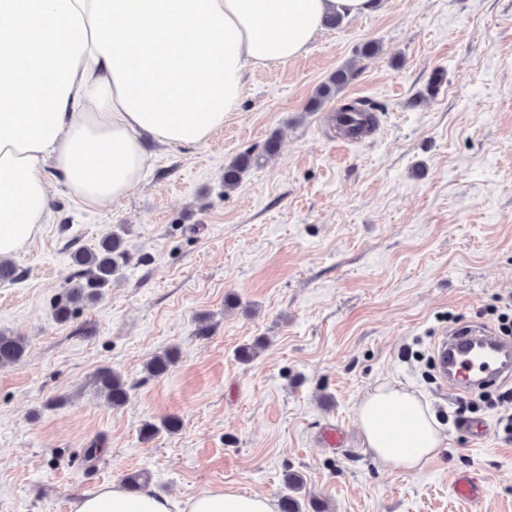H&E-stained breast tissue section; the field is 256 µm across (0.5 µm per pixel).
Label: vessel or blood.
Instances as JSON below:
<instances>
[{"mask_svg":"<svg viewBox=\"0 0 512 512\" xmlns=\"http://www.w3.org/2000/svg\"><path fill=\"white\" fill-rule=\"evenodd\" d=\"M435 360L441 381L464 397L512 379V338L463 322L438 338Z\"/></svg>","mask_w":512,"mask_h":512,"instance_id":"b4317fda","label":"vessel or blood"}]
</instances>
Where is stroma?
I'll return each mask as SVG.
<instances>
[{
    "label": "stroma",
    "mask_w": 512,
    "mask_h": 512,
    "mask_svg": "<svg viewBox=\"0 0 512 512\" xmlns=\"http://www.w3.org/2000/svg\"><path fill=\"white\" fill-rule=\"evenodd\" d=\"M349 62L350 83L317 100ZM354 99L378 124L345 144L332 113ZM271 139L276 155L225 192V167ZM50 209L14 258L20 281L0 285V331L27 343L0 369V512H73L143 469L169 496L277 499L296 470L299 499L326 512H512V407L477 392L459 415L428 371L442 331L499 329L512 294V0H379L304 56L249 73L223 129L157 148L120 204L84 209L55 181ZM118 230L123 277L58 322L71 253ZM166 349L175 364L148 376ZM107 367L135 385L122 407L92 384ZM384 382L422 395L446 437L419 471L388 469L363 444L356 405ZM172 414L178 431L141 439ZM466 416L489 423L484 440ZM332 429L342 445L324 443ZM98 437L104 451L86 461ZM463 472L482 483L477 504L454 492ZM177 358L175 350H165L153 355L145 364V371L151 377L162 376L169 372Z\"/></svg>",
    "instance_id": "1"
}]
</instances>
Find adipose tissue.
Listing matches in <instances>:
<instances>
[{"instance_id":"obj_1","label":"adipose tissue","mask_w":512,"mask_h":512,"mask_svg":"<svg viewBox=\"0 0 512 512\" xmlns=\"http://www.w3.org/2000/svg\"><path fill=\"white\" fill-rule=\"evenodd\" d=\"M377 0H0V257L50 220L49 181L87 209L143 181L154 145L207 142L238 111L248 71L304 55L328 19ZM368 451L414 471L445 446L427 401L392 384L355 408ZM75 512H275L270 496L182 498L112 484Z\"/></svg>"}]
</instances>
